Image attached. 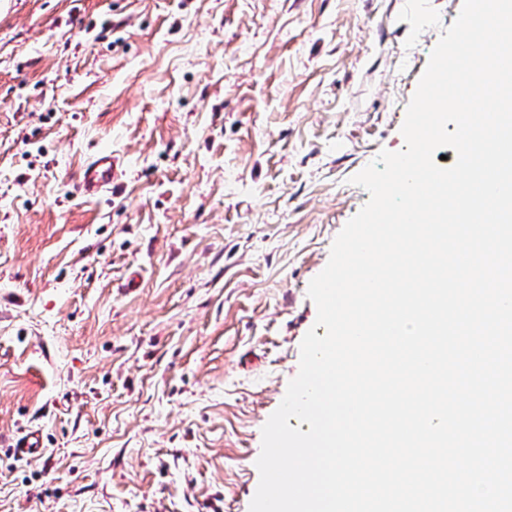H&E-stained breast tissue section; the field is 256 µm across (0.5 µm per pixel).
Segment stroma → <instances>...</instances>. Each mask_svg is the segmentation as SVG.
<instances>
[{
    "instance_id": "obj_1",
    "label": "stroma",
    "mask_w": 512,
    "mask_h": 512,
    "mask_svg": "<svg viewBox=\"0 0 512 512\" xmlns=\"http://www.w3.org/2000/svg\"><path fill=\"white\" fill-rule=\"evenodd\" d=\"M462 6L0 0V512H249L351 179ZM120 157L105 150L91 155L80 169L75 192L87 200L112 194V185L123 175ZM13 448H15L17 460H28L41 456L47 450L44 448L40 431L30 428L24 429L22 434L15 439Z\"/></svg>"
}]
</instances>
